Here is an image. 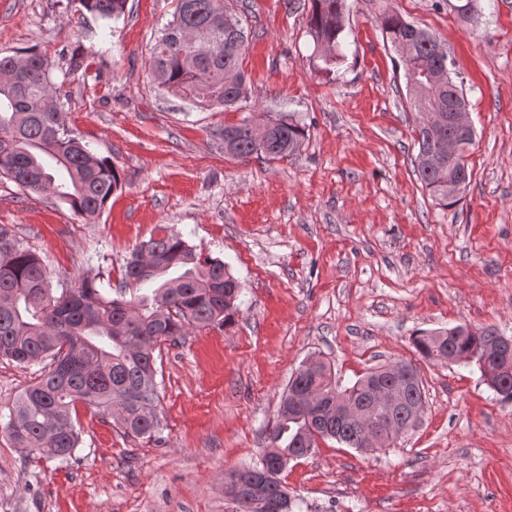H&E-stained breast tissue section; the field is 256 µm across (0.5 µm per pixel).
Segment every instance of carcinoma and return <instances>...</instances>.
Returning <instances> with one entry per match:
<instances>
[{
  "label": "carcinoma",
  "mask_w": 512,
  "mask_h": 512,
  "mask_svg": "<svg viewBox=\"0 0 512 512\" xmlns=\"http://www.w3.org/2000/svg\"><path fill=\"white\" fill-rule=\"evenodd\" d=\"M81 5L102 19H116L126 0H81ZM345 8L346 0H311L309 32L320 70L327 73L346 61ZM377 22L402 59L411 107L433 121V127L419 131L414 172L438 206L452 208L462 193L448 194V180L465 189L471 171L466 162L448 160V145L467 149L475 133L471 126L448 128V113L466 108L448 51L433 34L396 13L384 11ZM246 42L240 21L224 12V0H178L173 21L153 47L150 72L159 86L182 99L240 110L249 99L241 71ZM52 70L34 48L0 57V74L15 73L11 82L0 77V175L54 196L76 216L93 217L119 187L120 175L66 128ZM305 137V127L285 112L265 121L243 117L219 132L224 154L270 161L292 156ZM123 278L138 294L114 295L94 280L58 292L40 258L0 228V358L18 364L50 360L49 371L9 409L3 430L19 447L46 458L71 457L79 444L72 409L79 403L111 413L128 436L155 437L161 429L155 348L193 329L234 320L237 280L223 260L197 255L178 235L138 244ZM437 335L425 332L414 346L423 359L446 364ZM445 335L448 350L465 364L475 362L488 386L512 401V358L482 364L485 348L500 338L497 330L457 325ZM382 380L381 365L342 389L323 360L307 375L291 378L260 463L224 475V495L234 512H267L265 502L271 500L278 505L275 512H290L279 475L291 461L310 454L305 434L310 443L316 432L348 448H367L364 425L336 419V396L364 405L375 421L397 419L403 410L372 399V384Z\"/></svg>",
  "instance_id": "carcinoma-1"
}]
</instances>
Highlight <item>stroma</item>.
Wrapping results in <instances>:
<instances>
[{
	"instance_id": "obj_1",
	"label": "stroma",
	"mask_w": 512,
	"mask_h": 512,
	"mask_svg": "<svg viewBox=\"0 0 512 512\" xmlns=\"http://www.w3.org/2000/svg\"><path fill=\"white\" fill-rule=\"evenodd\" d=\"M176 4L127 0L104 21L79 0H0V56L50 57L66 126L122 180L87 221L0 177V226L56 288H122L134 247L170 232L240 285L232 324L156 347L159 438L127 436L82 403L72 458L36 457L0 432V512H228L225 473L260 462L290 377L315 354L343 387L412 363L425 413L383 452L318 440L280 475L291 512H512V401L476 366L413 345L464 323L512 337V0H347V61L332 74L313 55L310 0H224L248 35L241 114L151 77ZM383 7L437 37L467 97L472 178L455 208L414 172L421 116ZM279 112L306 127L293 157L225 155V123ZM45 369L0 359L1 415Z\"/></svg>"
}]
</instances>
